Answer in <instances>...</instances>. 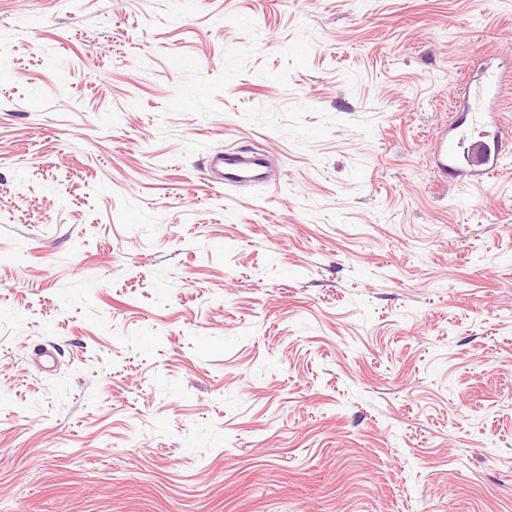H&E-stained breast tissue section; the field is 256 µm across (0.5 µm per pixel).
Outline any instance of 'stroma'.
I'll return each mask as SVG.
<instances>
[{"instance_id":"35a3bbf8","label":"stroma","mask_w":512,"mask_h":512,"mask_svg":"<svg viewBox=\"0 0 512 512\" xmlns=\"http://www.w3.org/2000/svg\"><path fill=\"white\" fill-rule=\"evenodd\" d=\"M0 50V512H512V154L429 150L512 0H0ZM268 167L267 156L263 151L224 153L214 157L213 168L216 172L213 171L210 179L221 185L246 183L262 187L270 182ZM217 169H220V174Z\"/></svg>"}]
</instances>
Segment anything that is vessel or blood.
<instances>
[{
  "label": "vessel or blood",
  "mask_w": 512,
  "mask_h": 512,
  "mask_svg": "<svg viewBox=\"0 0 512 512\" xmlns=\"http://www.w3.org/2000/svg\"><path fill=\"white\" fill-rule=\"evenodd\" d=\"M486 79L473 92L455 123L430 144L441 177H454L476 184L500 175L505 148V131L496 118L500 80L493 62H486ZM213 183H246L256 187L268 184L267 156L262 151L227 153L215 156Z\"/></svg>",
  "instance_id": "1"
}]
</instances>
